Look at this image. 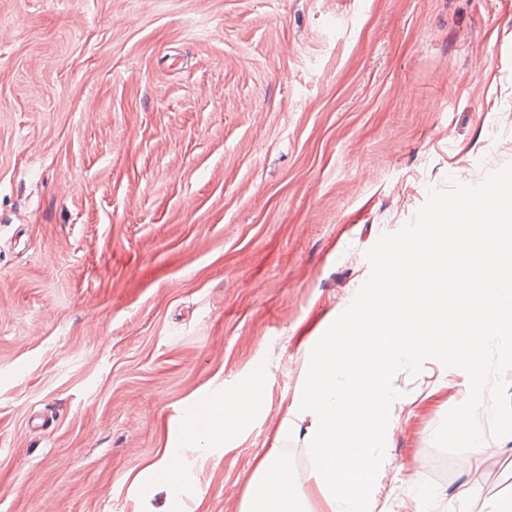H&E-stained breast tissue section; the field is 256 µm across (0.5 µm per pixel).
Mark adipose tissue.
<instances>
[{
  "mask_svg": "<svg viewBox=\"0 0 512 512\" xmlns=\"http://www.w3.org/2000/svg\"><path fill=\"white\" fill-rule=\"evenodd\" d=\"M263 382L253 376L232 394L204 404L183 426L180 445L184 448H221L230 445L238 432L262 406Z\"/></svg>",
  "mask_w": 512,
  "mask_h": 512,
  "instance_id": "ef3b65f1",
  "label": "adipose tissue"
}]
</instances>
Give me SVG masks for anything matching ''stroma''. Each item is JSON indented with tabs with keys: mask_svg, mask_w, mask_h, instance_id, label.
Here are the masks:
<instances>
[{
	"mask_svg": "<svg viewBox=\"0 0 512 512\" xmlns=\"http://www.w3.org/2000/svg\"><path fill=\"white\" fill-rule=\"evenodd\" d=\"M511 163L512 0H0V512H242L271 449L310 471L288 410L367 251ZM257 373L232 445L179 447ZM393 386L372 512L512 499V436L433 445L464 373ZM152 468L156 477L171 488L178 486L188 476L185 470L172 464L168 453H164L160 461L153 464Z\"/></svg>",
	"mask_w": 512,
	"mask_h": 512,
	"instance_id": "obj_1",
	"label": "stroma"
}]
</instances>
